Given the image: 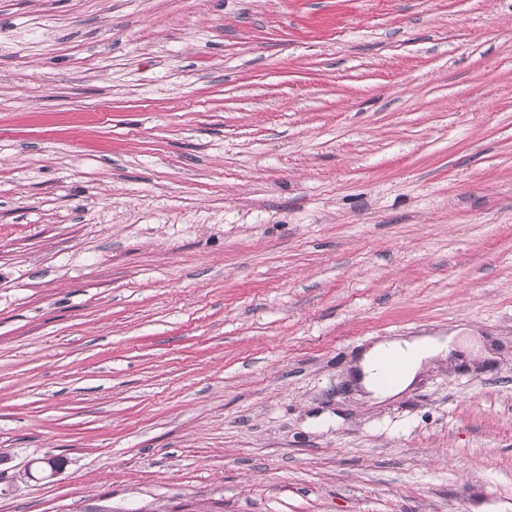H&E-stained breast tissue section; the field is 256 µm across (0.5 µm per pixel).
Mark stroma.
<instances>
[{
    "mask_svg": "<svg viewBox=\"0 0 512 512\" xmlns=\"http://www.w3.org/2000/svg\"><path fill=\"white\" fill-rule=\"evenodd\" d=\"M0 455L67 462L0 512H512V0H0ZM457 332L448 336L427 335L395 337L380 340L364 350L355 364V376L358 385L366 393L368 399L379 402L395 397L406 391L415 381L422 369L438 357H443L448 348L458 343L461 336ZM388 352H397L403 359L401 373L391 386V371H383L378 378L379 360Z\"/></svg>",
    "mask_w": 512,
    "mask_h": 512,
    "instance_id": "1",
    "label": "stroma"
}]
</instances>
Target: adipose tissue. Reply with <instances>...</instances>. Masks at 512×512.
I'll return each mask as SVG.
<instances>
[{
  "instance_id": "ef3b65f1",
  "label": "adipose tissue",
  "mask_w": 512,
  "mask_h": 512,
  "mask_svg": "<svg viewBox=\"0 0 512 512\" xmlns=\"http://www.w3.org/2000/svg\"><path fill=\"white\" fill-rule=\"evenodd\" d=\"M456 334L395 337L380 340L364 350L355 364L358 385L368 399L379 402L406 391L422 369L434 359L444 356L448 348L458 343ZM389 352L399 353L403 359L401 373L391 386L377 383L379 361Z\"/></svg>"
}]
</instances>
